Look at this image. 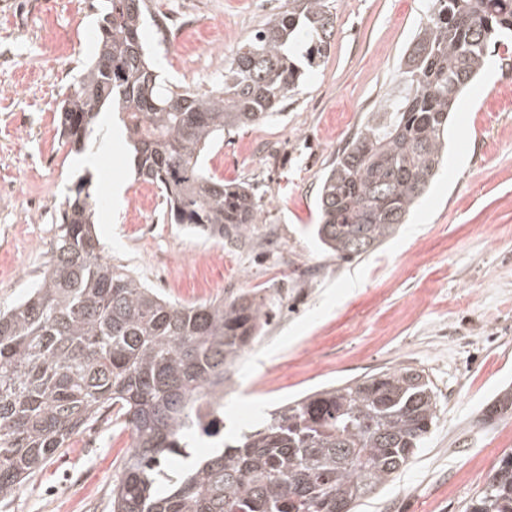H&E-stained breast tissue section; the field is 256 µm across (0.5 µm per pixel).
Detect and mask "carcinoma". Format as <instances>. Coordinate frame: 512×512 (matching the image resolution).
<instances>
[{
    "label": "carcinoma",
    "mask_w": 512,
    "mask_h": 512,
    "mask_svg": "<svg viewBox=\"0 0 512 512\" xmlns=\"http://www.w3.org/2000/svg\"><path fill=\"white\" fill-rule=\"evenodd\" d=\"M144 0H104L94 61L61 101V133L80 149L105 106L118 108L137 180L157 186L170 223L222 241L248 236L252 188L209 171L224 131L278 114L331 47L327 0H288L239 47L224 81L199 93L157 74L142 40ZM512 34V0H430L402 58V83L368 114L321 180L316 240L338 260L368 256L406 223L448 150V120L490 47ZM87 181L65 197L51 265L0 312V502L72 435L100 421L130 433L112 512H353L423 447L438 412L429 375L387 368L313 391L199 461L189 448L224 374L266 325L247 293L177 305L101 256ZM512 410V390L486 417ZM186 461L167 471L168 456ZM465 512H512L505 452Z\"/></svg>",
    "instance_id": "obj_1"
}]
</instances>
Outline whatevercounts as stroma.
<instances>
[{"label": "stroma", "instance_id": "1", "mask_svg": "<svg viewBox=\"0 0 512 512\" xmlns=\"http://www.w3.org/2000/svg\"><path fill=\"white\" fill-rule=\"evenodd\" d=\"M286 0H146L143 38L157 72L200 90ZM329 54L280 115L224 134L212 174L253 188L263 210L242 241L169 223L139 188L125 136L103 109L78 151L57 107L92 59L101 0H0V309L50 266L61 204L81 177L101 201L103 256L178 304L248 292L268 323L232 369L224 436L259 426L286 398L399 366L425 370L438 417L424 448L359 512H464L503 452L512 415L487 403L512 388V71H484L451 115L448 163L408 224L374 254L325 255L311 232L320 179L366 113L397 89L399 62L425 0H329ZM56 25L55 54L41 35ZM222 48H214L215 40ZM131 440L107 424L74 435L0 512H111Z\"/></svg>", "mask_w": 512, "mask_h": 512}]
</instances>
